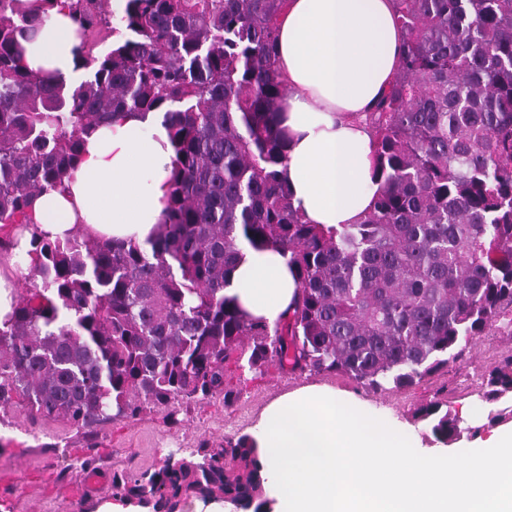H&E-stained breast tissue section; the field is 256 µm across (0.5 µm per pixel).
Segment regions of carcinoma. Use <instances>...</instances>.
Wrapping results in <instances>:
<instances>
[{"label": "carcinoma", "instance_id": "obj_1", "mask_svg": "<svg viewBox=\"0 0 512 512\" xmlns=\"http://www.w3.org/2000/svg\"><path fill=\"white\" fill-rule=\"evenodd\" d=\"M286 0H67L83 80L21 65L46 16L0 0V228L31 223L64 186L86 138L117 112L162 117L169 197L143 244L32 233L33 292L0 327V409L77 429L149 407L232 399L224 366L340 372L408 387L512 314V0H396L401 59L366 121L381 192L358 224H308L284 177L275 67ZM112 37L95 52L92 35ZM276 249L299 292L291 314L250 317L228 292L242 250ZM482 397L512 399V361ZM433 441L459 434L436 402ZM251 435L170 451L112 476L153 512L219 494L266 512Z\"/></svg>", "mask_w": 512, "mask_h": 512}]
</instances>
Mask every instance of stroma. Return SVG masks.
I'll return each instance as SVG.
<instances>
[{
    "mask_svg": "<svg viewBox=\"0 0 512 512\" xmlns=\"http://www.w3.org/2000/svg\"><path fill=\"white\" fill-rule=\"evenodd\" d=\"M512 360V332L502 323L490 325L448 367L406 388L373 389L340 373L310 374L268 368L264 372L228 365L226 381L236 398L225 403L207 400L147 409L138 419L117 418L78 430L63 421H46L15 409L0 412V474L12 477L0 495V512H94L112 501L108 478L115 473L135 476L158 468L169 451L206 446L220 448L225 438L253 432L264 408L281 395L306 385H322L360 398L371 413L403 426L427 455L456 453L477 446L501 430L494 416L499 406L482 399L483 381L493 369ZM436 402L453 419L460 436L443 445L433 442L430 426L418 411ZM88 471L105 476L98 493L81 498L71 490Z\"/></svg>",
    "mask_w": 512,
    "mask_h": 512,
    "instance_id": "obj_1",
    "label": "stroma"
}]
</instances>
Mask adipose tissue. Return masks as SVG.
Masks as SVG:
<instances>
[{
    "mask_svg": "<svg viewBox=\"0 0 512 512\" xmlns=\"http://www.w3.org/2000/svg\"><path fill=\"white\" fill-rule=\"evenodd\" d=\"M277 69L288 87L282 101L290 145L285 176L305 222L356 224L379 185L372 176L373 134L365 118L399 65L401 34L394 0H287L279 25ZM77 28L64 5L26 43L23 65L74 83L82 73L72 49ZM174 151L162 119L126 112L87 139L63 188L35 197L34 231L144 243L167 207ZM20 244L0 256V322L17 295V267L34 258ZM230 291L255 318L275 321L294 306V272L273 249H244Z\"/></svg>",
    "mask_w": 512,
    "mask_h": 512,
    "instance_id": "obj_1",
    "label": "adipose tissue"
}]
</instances>
